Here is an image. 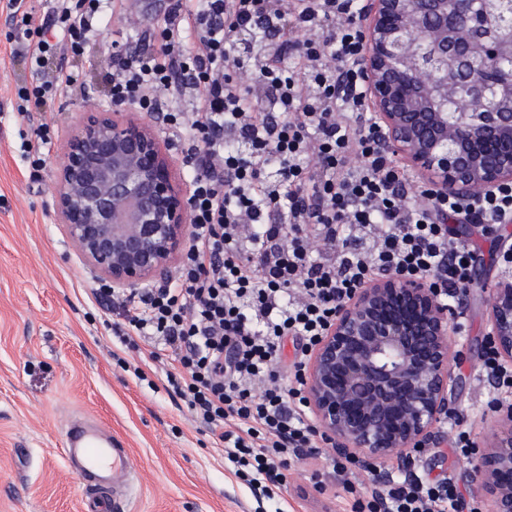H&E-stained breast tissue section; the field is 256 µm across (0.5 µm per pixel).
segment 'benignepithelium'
Masks as SVG:
<instances>
[{
  "mask_svg": "<svg viewBox=\"0 0 512 512\" xmlns=\"http://www.w3.org/2000/svg\"><path fill=\"white\" fill-rule=\"evenodd\" d=\"M359 67L383 144L435 195L463 201L512 184V79L483 77L512 57L486 0H363ZM456 111H448V102ZM57 223L112 290L174 273L190 224L187 192L155 125L93 97L49 188ZM451 308L428 277L386 274L344 303L304 371L306 403L332 454L375 478L427 447L453 401ZM487 336L512 362V278L491 290ZM480 454L491 512H512V408Z\"/></svg>",
  "mask_w": 512,
  "mask_h": 512,
  "instance_id": "1",
  "label": "benign epithelium"
}]
</instances>
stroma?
Instances as JSON below:
<instances>
[{"mask_svg": "<svg viewBox=\"0 0 512 512\" xmlns=\"http://www.w3.org/2000/svg\"><path fill=\"white\" fill-rule=\"evenodd\" d=\"M0 14V512H82L84 495L61 448L77 412L101 418L123 439L138 473V492L119 512H351L353 497L319 459L300 461L287 487L265 496L238 478L224 451L201 431L182 402L161 388L154 361L121 345L107 325L98 272L78 255L53 212L48 188L62 156L54 148L31 179L18 150L15 85L29 71L14 59ZM137 37L112 18L84 56L68 58L103 109H110L113 42ZM512 224L464 242L477 261L456 336L455 406L476 442L494 418L481 368L489 287L502 277L498 254ZM423 478H453L464 499L477 494L468 461L447 442L430 446Z\"/></svg>", "mask_w": 512, "mask_h": 512, "instance_id": "obj_1", "label": "stroma"}]
</instances>
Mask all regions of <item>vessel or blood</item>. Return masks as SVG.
<instances>
[{
    "instance_id": "obj_1",
    "label": "vessel or blood",
    "mask_w": 512,
    "mask_h": 512,
    "mask_svg": "<svg viewBox=\"0 0 512 512\" xmlns=\"http://www.w3.org/2000/svg\"><path fill=\"white\" fill-rule=\"evenodd\" d=\"M63 454L88 494L85 512H112L116 498L131 494L134 468L128 450L104 423L74 421Z\"/></svg>"
}]
</instances>
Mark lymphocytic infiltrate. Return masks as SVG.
Masks as SVG:
<instances>
[{
    "label": "lymphocytic infiltrate",
    "mask_w": 512,
    "mask_h": 512,
    "mask_svg": "<svg viewBox=\"0 0 512 512\" xmlns=\"http://www.w3.org/2000/svg\"><path fill=\"white\" fill-rule=\"evenodd\" d=\"M40 6L5 0V38L30 71L18 116L85 95L65 58L116 14L144 45L116 48L112 104L158 116L184 146L190 242L171 284L109 299L119 343L168 351V385L236 475L284 484L291 459L322 453L302 372L337 308L386 273L467 288L474 254L447 221L471 214L487 234L511 224L512 185L433 197L392 164L358 67L360 0H169L159 16L128 0ZM355 495L352 512H457L462 499L452 478L411 474Z\"/></svg>",
    "instance_id": "1"
}]
</instances>
